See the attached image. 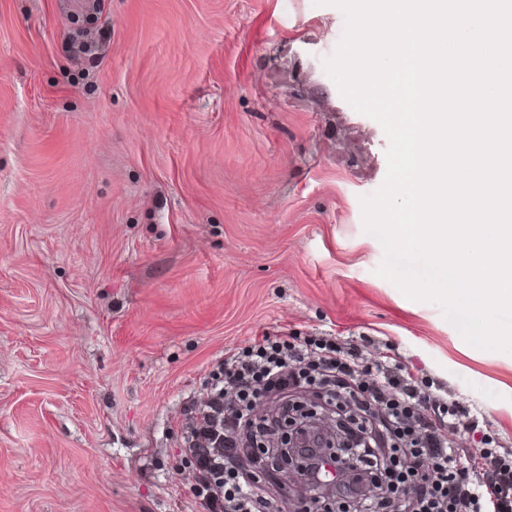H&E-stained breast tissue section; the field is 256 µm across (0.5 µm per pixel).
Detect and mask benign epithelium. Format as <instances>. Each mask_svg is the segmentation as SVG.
<instances>
[{
	"label": "benign epithelium",
	"mask_w": 512,
	"mask_h": 512,
	"mask_svg": "<svg viewBox=\"0 0 512 512\" xmlns=\"http://www.w3.org/2000/svg\"><path fill=\"white\" fill-rule=\"evenodd\" d=\"M252 412L254 426L243 437L251 448H265L279 471L288 475L292 471L307 469L316 472L324 460L337 459L343 465L341 475L351 478L354 461V422L358 415L349 413L331 419L312 406L303 403L282 416L277 412L270 422Z\"/></svg>",
	"instance_id": "1"
}]
</instances>
